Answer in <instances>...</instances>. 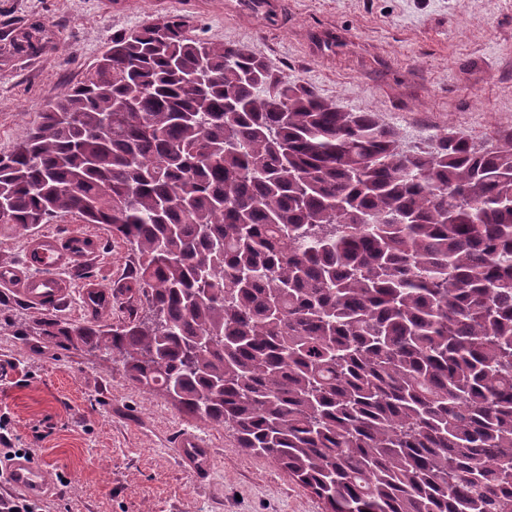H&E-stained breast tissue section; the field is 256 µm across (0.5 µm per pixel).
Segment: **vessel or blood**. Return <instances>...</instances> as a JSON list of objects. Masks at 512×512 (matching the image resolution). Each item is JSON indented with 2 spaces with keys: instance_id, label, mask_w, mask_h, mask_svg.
Listing matches in <instances>:
<instances>
[{
  "instance_id": "vessel-or-blood-1",
  "label": "vessel or blood",
  "mask_w": 512,
  "mask_h": 512,
  "mask_svg": "<svg viewBox=\"0 0 512 512\" xmlns=\"http://www.w3.org/2000/svg\"><path fill=\"white\" fill-rule=\"evenodd\" d=\"M99 249L98 236L88 232L31 234L25 241L20 262L0 263V287L10 289L37 309L66 307L77 294L88 312L109 314L112 310L110 291L92 281L84 282L81 289H74L69 277L70 271L96 257ZM176 446L187 469L199 476L209 475L210 452L201 437L182 433ZM6 478L13 490L32 496L48 493L53 485L51 469L33 457L8 462Z\"/></svg>"
}]
</instances>
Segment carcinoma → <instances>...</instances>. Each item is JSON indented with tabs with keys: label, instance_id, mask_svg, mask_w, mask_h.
I'll list each match as a JSON object with an SVG mask.
<instances>
[{
	"label": "carcinoma",
	"instance_id": "obj_1",
	"mask_svg": "<svg viewBox=\"0 0 512 512\" xmlns=\"http://www.w3.org/2000/svg\"><path fill=\"white\" fill-rule=\"evenodd\" d=\"M0 233L76 215L145 306L25 330L232 429L326 512H512V131L410 147L167 19L0 155Z\"/></svg>",
	"mask_w": 512,
	"mask_h": 512
}]
</instances>
